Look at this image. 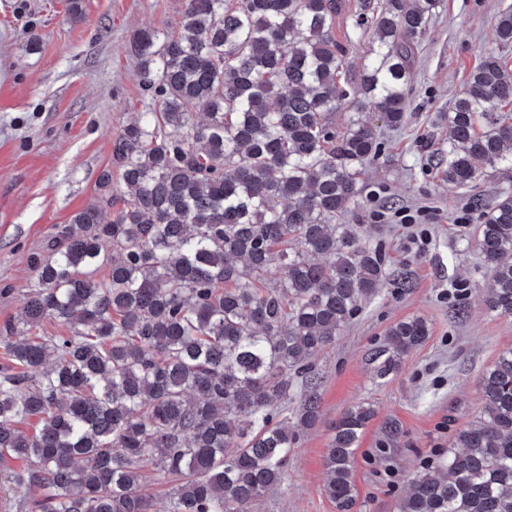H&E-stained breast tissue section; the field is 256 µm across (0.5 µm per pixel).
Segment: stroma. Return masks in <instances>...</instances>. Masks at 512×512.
Instances as JSON below:
<instances>
[{
  "label": "stroma",
  "mask_w": 512,
  "mask_h": 512,
  "mask_svg": "<svg viewBox=\"0 0 512 512\" xmlns=\"http://www.w3.org/2000/svg\"><path fill=\"white\" fill-rule=\"evenodd\" d=\"M0 0V325L17 320L33 280L31 253L55 225L97 200L103 171L113 168L112 140L144 111V87L132 36L140 29H179L183 0ZM512 0H442L419 47L406 88L403 128L382 132L378 158L365 168L363 192L349 223L382 258L386 280L336 342L312 362L321 381L319 418L299 430L282 481L253 512H336L324 491L331 426L361 401L374 404L355 454L354 512H395L412 479L448 451V438L478 416L479 380L512 348V317L488 310L490 273L475 229L512 170L481 178L474 191L448 184V129L438 122L485 53L501 51L495 18ZM334 32L353 69L371 31L344 0ZM477 194L484 208L473 209ZM406 213L411 224H379L373 210ZM465 315H458V308ZM423 318L430 335L400 369L376 378L369 361L394 324Z\"/></svg>",
  "instance_id": "stroma-1"
}]
</instances>
